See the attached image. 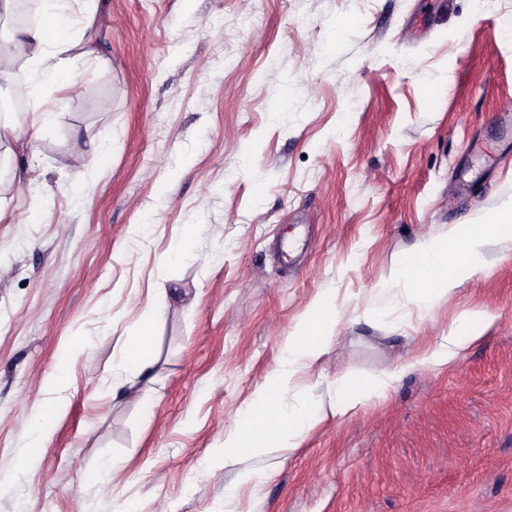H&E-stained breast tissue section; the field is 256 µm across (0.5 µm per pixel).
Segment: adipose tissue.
<instances>
[{"mask_svg":"<svg viewBox=\"0 0 512 512\" xmlns=\"http://www.w3.org/2000/svg\"><path fill=\"white\" fill-rule=\"evenodd\" d=\"M97 0H41V20L20 31L11 43L10 55L25 60L31 72L42 82L56 86L68 94L81 92L75 73L79 66L90 64L89 54H73L90 23L95 19ZM485 237L480 225L453 224L447 236L425 240L414 246L393 271V279L405 285L411 296L431 304L434 299L453 295L457 286L477 271ZM318 317L303 322L285 346L289 369L276 371L272 382L283 385L292 381V367L321 357L337 324L334 303L317 305ZM480 335L469 317H459L449 328L438 347L424 352L422 366L439 368L464 352ZM401 372L391 365L381 375L363 381H341L333 415L344 417L372 398L382 396ZM320 419L316 405L284 408L270 393H257L252 404L240 415L237 429L227 434L224 445L242 453L267 452L280 448H296L302 433Z\"/></svg>","mask_w":512,"mask_h":512,"instance_id":"obj_1","label":"adipose tissue"}]
</instances>
